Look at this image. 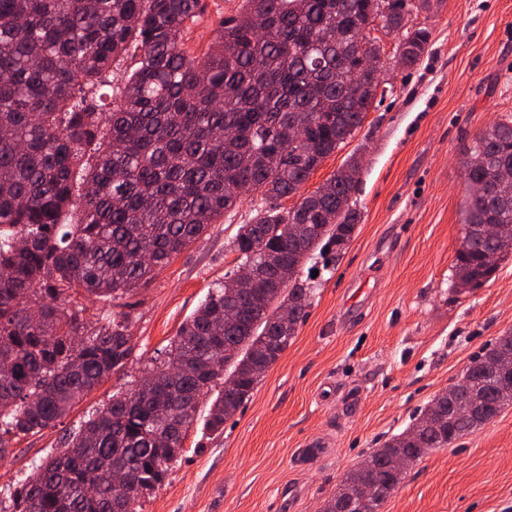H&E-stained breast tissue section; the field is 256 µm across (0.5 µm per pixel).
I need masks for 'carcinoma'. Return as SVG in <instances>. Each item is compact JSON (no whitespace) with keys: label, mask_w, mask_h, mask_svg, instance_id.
<instances>
[{"label":"carcinoma","mask_w":512,"mask_h":512,"mask_svg":"<svg viewBox=\"0 0 512 512\" xmlns=\"http://www.w3.org/2000/svg\"><path fill=\"white\" fill-rule=\"evenodd\" d=\"M223 17L208 51L183 48L205 0H0V459L20 440L53 427L132 354L130 314L121 311L88 330L78 297L121 300L202 237L239 200L244 187L264 206L239 227L241 265L268 268L278 288H239L253 309L246 323L221 331L228 285L209 291L180 327L168 360L145 369L153 394L116 393L73 437L71 446L19 482L8 512H139L165 481L198 420L202 396L214 391L203 430L224 422L250 398L258 378L295 338L312 288L300 276L317 249L345 246L357 224L351 205L359 182L349 159L291 209L277 200L300 192L325 158L362 124L378 93L359 72L380 48L367 35L375 22L402 28L404 0L387 13L372 0H242ZM430 32L403 35L402 64L416 65ZM139 53L136 68L112 94V61ZM303 124L296 142L288 124ZM94 163L74 181L88 151ZM466 242L456 252L454 287L479 288L512 255V120L498 121L465 145ZM79 208V221L63 216ZM501 224L500 236H486ZM39 307V317L31 310ZM288 307V328L278 324ZM512 354V334L474 358L457 387L459 409L439 394L400 434L341 481L324 512L347 509L371 483L379 509L404 478L393 465L445 448L512 405V376L497 373ZM185 371L175 374L173 367ZM124 469L130 493L108 479Z\"/></svg>","instance_id":"carcinoma-1"}]
</instances>
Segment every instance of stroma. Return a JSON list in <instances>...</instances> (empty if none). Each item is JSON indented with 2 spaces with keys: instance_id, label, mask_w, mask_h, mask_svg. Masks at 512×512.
Here are the masks:
<instances>
[{
  "instance_id": "obj_1",
  "label": "stroma",
  "mask_w": 512,
  "mask_h": 512,
  "mask_svg": "<svg viewBox=\"0 0 512 512\" xmlns=\"http://www.w3.org/2000/svg\"><path fill=\"white\" fill-rule=\"evenodd\" d=\"M242 0H207L184 38L206 52L219 17ZM431 33L415 67L396 61L403 31ZM387 92L347 145L302 186L310 194L348 158L360 163L358 222L317 270L307 315L219 436L190 429L184 454L142 512H323L346 474L401 433L471 360L512 333V257L469 292L452 286L466 192V143L512 117V0H430L402 31L376 29ZM242 195L222 220L130 296L132 356L56 426L0 459V502L70 435L162 364L173 336L236 269L233 240L255 215ZM381 512H512V405L410 464Z\"/></svg>"
}]
</instances>
